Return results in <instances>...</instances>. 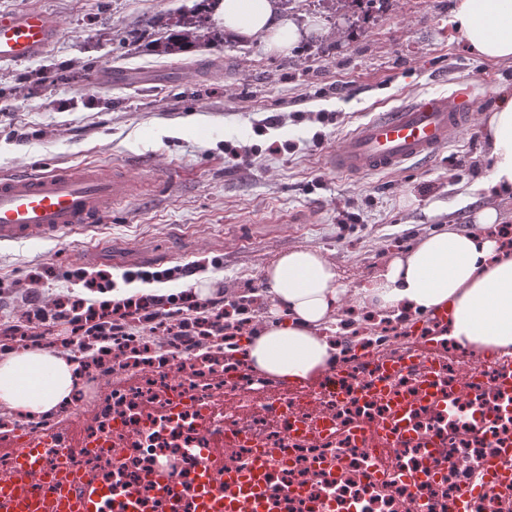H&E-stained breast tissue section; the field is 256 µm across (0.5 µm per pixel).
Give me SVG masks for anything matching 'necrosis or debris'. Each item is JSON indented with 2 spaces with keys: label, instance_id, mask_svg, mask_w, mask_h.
<instances>
[{
  "label": "necrosis or debris",
  "instance_id": "necrosis-or-debris-1",
  "mask_svg": "<svg viewBox=\"0 0 512 512\" xmlns=\"http://www.w3.org/2000/svg\"><path fill=\"white\" fill-rule=\"evenodd\" d=\"M235 320L236 329L222 334L213 316L200 319L183 336L177 360L127 327L93 344L71 338L82 383L73 406L84 402L85 386L102 374L114 380L111 396L78 436L88 477L116 496H132L138 512H155L165 491L152 475L168 463L186 483L180 512H190L197 492L187 477L197 449L224 448L225 468L239 469L289 438L295 451L266 477L263 512H450L465 494L467 474H480L496 457L512 467V354L495 353L465 367L439 352L426 398L415 378L389 375L379 356L383 350L393 356L405 350V334L393 321L368 313L362 321L373 331L352 351L341 352L338 388L320 386L299 398H281L272 414L266 398L254 397L252 379L224 356L225 346L238 345L252 324L243 310ZM359 355L371 358L370 370H358ZM130 369L142 372L139 386L121 382ZM220 391L234 401L219 413L212 399ZM142 398L154 400L157 410L143 411ZM229 415L237 429L233 436L224 433ZM399 419L410 438L389 434L365 440L358 433L359 427ZM54 432V417L34 421L0 413V436L17 445L35 442L48 468L62 459ZM388 456L390 485L382 493L368 476L381 471Z\"/></svg>",
  "mask_w": 512,
  "mask_h": 512
}]
</instances>
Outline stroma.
<instances>
[{"mask_svg": "<svg viewBox=\"0 0 512 512\" xmlns=\"http://www.w3.org/2000/svg\"><path fill=\"white\" fill-rule=\"evenodd\" d=\"M197 0H0L43 11L61 29L44 56L0 64V171L117 163L145 192L83 235L0 245V324L27 300L76 296L81 278L186 269L210 274L224 302L258 292L265 268L295 247L332 257L360 287L386 255L421 234L474 227L493 206L512 227V193L486 183V116L512 93V61L473 55L456 38L453 0H290L320 35L293 55L242 44L214 26L177 54L166 23ZM69 68L45 84L42 70ZM123 69L136 80L93 85ZM474 87L475 122L431 161L395 174L329 168L358 125L417 95Z\"/></svg>", "mask_w": 512, "mask_h": 512, "instance_id": "obj_1", "label": "stroma"}]
</instances>
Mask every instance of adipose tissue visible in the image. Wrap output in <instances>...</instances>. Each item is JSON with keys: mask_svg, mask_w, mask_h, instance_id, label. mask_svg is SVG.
Segmentation results:
<instances>
[{"mask_svg": "<svg viewBox=\"0 0 512 512\" xmlns=\"http://www.w3.org/2000/svg\"><path fill=\"white\" fill-rule=\"evenodd\" d=\"M216 14L226 35L259 42L288 55L317 32L300 25L278 0H220ZM457 39L477 57L512 60V0H455ZM491 166L487 181L512 192V96L502 95L487 120ZM478 231L453 226L418 236L388 256L361 287L344 288L336 263L316 248L280 253L264 270L269 316L245 343L250 368L262 377L303 383L332 367L330 332L345 303L400 316L448 313L443 336L474 351H512V253L492 228L496 209L477 216ZM79 380L73 354L51 346L0 358V409L38 418L70 403Z\"/></svg>", "mask_w": 512, "mask_h": 512, "instance_id": "adipose-tissue-1", "label": "adipose tissue"}]
</instances>
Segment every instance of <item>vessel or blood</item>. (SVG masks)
Segmentation results:
<instances>
[{
    "instance_id": "1",
    "label": "vessel or blood",
    "mask_w": 512,
    "mask_h": 512,
    "mask_svg": "<svg viewBox=\"0 0 512 512\" xmlns=\"http://www.w3.org/2000/svg\"><path fill=\"white\" fill-rule=\"evenodd\" d=\"M59 36L57 25L40 10L0 15V63L40 57ZM473 110V91L465 84L446 96L414 99L360 126L329 153L327 163L355 176L431 158L471 124ZM135 194L134 181L117 164L0 175V244L86 233ZM291 447L287 441L275 453L255 455L246 476L263 479ZM37 456V449H27L0 470V512H112L109 489L63 481L39 467ZM213 474L211 465L200 466L195 484L203 489L204 512H224L223 496L209 492Z\"/></svg>"
}]
</instances>
